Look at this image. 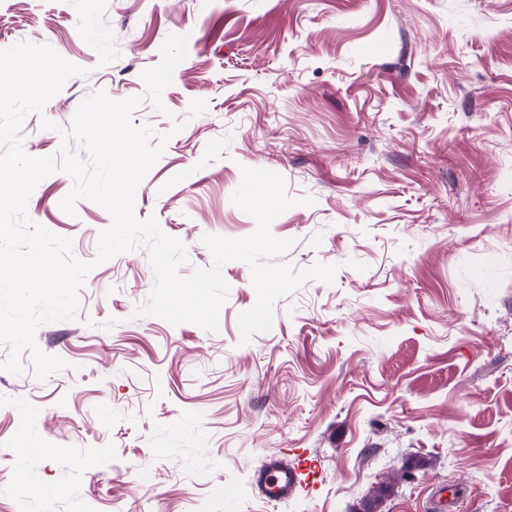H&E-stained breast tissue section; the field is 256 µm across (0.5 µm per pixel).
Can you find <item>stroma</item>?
<instances>
[{"label":"stroma","mask_w":512,"mask_h":512,"mask_svg":"<svg viewBox=\"0 0 512 512\" xmlns=\"http://www.w3.org/2000/svg\"><path fill=\"white\" fill-rule=\"evenodd\" d=\"M172 35L187 56L164 108L132 115L171 135L136 217L184 244L181 275L211 267L203 236L255 231L232 195L267 169L314 200L272 223L282 262L335 279L246 343L238 260L218 332L136 317L147 248L96 263L108 212L68 215L71 178L41 180L29 218L93 268L76 319L35 334L67 368H0V512H360L389 479L379 512H424L439 482L463 487L458 512H512V0H0V49L82 69L25 117V152L56 153L94 92L142 94ZM301 453L315 488L263 499L254 469Z\"/></svg>","instance_id":"obj_1"}]
</instances>
